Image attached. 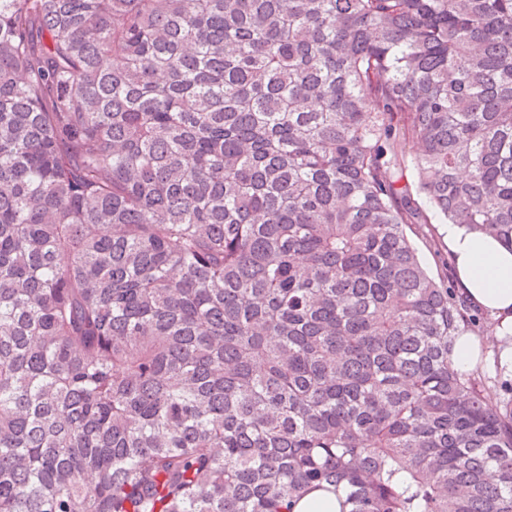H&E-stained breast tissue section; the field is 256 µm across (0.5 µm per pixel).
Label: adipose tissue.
<instances>
[{"instance_id": "adipose-tissue-1", "label": "adipose tissue", "mask_w": 512, "mask_h": 512, "mask_svg": "<svg viewBox=\"0 0 512 512\" xmlns=\"http://www.w3.org/2000/svg\"><path fill=\"white\" fill-rule=\"evenodd\" d=\"M440 237L460 293L493 322L489 336L458 337L451 356L454 366L468 371L481 363L491 339L498 344L500 364H512V249L463 224L444 225Z\"/></svg>"}]
</instances>
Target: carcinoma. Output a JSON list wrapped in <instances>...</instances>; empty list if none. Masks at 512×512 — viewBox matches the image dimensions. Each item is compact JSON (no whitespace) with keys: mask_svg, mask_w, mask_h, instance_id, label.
<instances>
[{"mask_svg":"<svg viewBox=\"0 0 512 512\" xmlns=\"http://www.w3.org/2000/svg\"><path fill=\"white\" fill-rule=\"evenodd\" d=\"M435 219L512 247V0H0V512H512ZM415 227L417 226H413L412 231L408 229L407 233L417 247L418 254L422 262L434 274H437V271L440 272L441 265L438 262V258L435 254L436 247L430 239L425 238L421 234L415 232L418 231V229H415ZM294 512H341V506L335 494L314 489L297 502Z\"/></svg>","mask_w":512,"mask_h":512,"instance_id":"cac0c4a2","label":"carcinoma"}]
</instances>
